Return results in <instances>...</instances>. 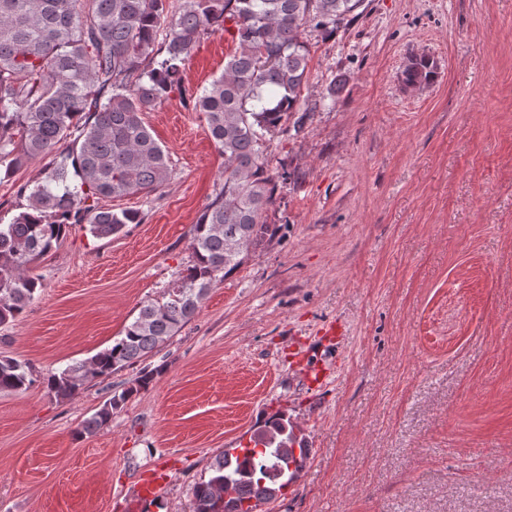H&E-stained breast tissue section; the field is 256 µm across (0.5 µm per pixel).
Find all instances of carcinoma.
I'll return each instance as SVG.
<instances>
[{
  "instance_id": "obj_1",
  "label": "carcinoma",
  "mask_w": 512,
  "mask_h": 512,
  "mask_svg": "<svg viewBox=\"0 0 512 512\" xmlns=\"http://www.w3.org/2000/svg\"><path fill=\"white\" fill-rule=\"evenodd\" d=\"M364 0H0V176L43 161V176L18 186V213L0 224V327L39 297L33 265L83 225L108 238L144 216L99 204L104 197L149 194L172 176L166 149L142 115L171 92L205 114L224 157L221 182L188 235L191 260L167 295L141 303L112 344L43 378L64 400L87 380L149 357L199 313L210 289L270 240L264 215L282 174L270 171L274 138L299 132L317 104L303 95L308 32L336 33ZM227 33L235 44L224 70L201 90L182 88L185 62L201 38ZM436 63L422 55L400 73L408 87L430 84ZM155 379L153 371L111 394L78 436L106 428L114 411ZM38 381L31 364L0 355V392ZM300 464L288 471L294 448ZM310 448L288 416H268L240 446L215 459L212 475L191 489L192 512H262L296 481Z\"/></svg>"
}]
</instances>
